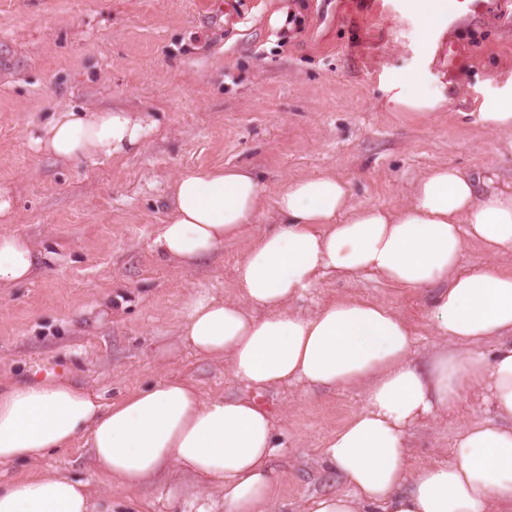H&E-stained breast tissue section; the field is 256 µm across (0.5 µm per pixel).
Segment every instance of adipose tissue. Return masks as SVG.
<instances>
[{"label": "adipose tissue", "mask_w": 512, "mask_h": 512, "mask_svg": "<svg viewBox=\"0 0 512 512\" xmlns=\"http://www.w3.org/2000/svg\"><path fill=\"white\" fill-rule=\"evenodd\" d=\"M387 92L392 112L426 117L444 104L415 77L392 79ZM155 128L123 109L71 107L55 112L34 144L64 160L116 157L141 151ZM350 197L349 182L333 174L288 181L270 200L245 168L180 171L153 245L182 269L244 234L266 201L280 218L237 264L236 299L188 298L180 345L225 361L234 379L259 392L294 383L363 391L365 406L322 450L345 488L313 496L305 512H512V273L464 262L471 242L512 253V193L479 192L472 177L439 165L397 212L355 207ZM40 257L26 237L1 233L0 284L28 281ZM366 273L429 293L443 347L427 364L413 356L410 324L384 304L338 298L310 315L291 307L323 276ZM474 390L487 392L495 420L462 428L448 463L409 471L410 428ZM81 437L94 472L119 488L178 473L165 493L191 512H277L281 442L255 399L207 398L183 378L110 404L71 381H0V466L43 459ZM0 512L93 505L85 482L56 470L0 484Z\"/></svg>", "instance_id": "adipose-tissue-1"}]
</instances>
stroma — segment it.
I'll return each mask as SVG.
<instances>
[{
  "label": "stroma",
  "instance_id": "1",
  "mask_svg": "<svg viewBox=\"0 0 512 512\" xmlns=\"http://www.w3.org/2000/svg\"><path fill=\"white\" fill-rule=\"evenodd\" d=\"M302 26L275 25L276 14ZM455 58L432 50L408 0H0V185L16 202L0 232L48 254L30 282L0 288V379L43 376L116 402L162 378H188L203 396H245L224 362L176 348L183 302L231 299L253 233L278 220L285 181L330 173L351 202L397 211L415 183L448 165L512 191V131L477 121L485 101L512 89V12L462 17L446 31ZM418 77L442 93L421 118L387 111L383 77ZM124 108L156 120L140 152L67 161L32 142L54 112ZM245 166L268 201L250 233L194 269L163 261L152 243L170 210L172 176L187 167ZM343 296L381 302L415 331L416 358L438 339L424 298L374 275L326 276L294 301L313 313ZM172 348L164 361L153 353ZM283 449L279 512L342 490L323 463L325 441L365 404L356 390L303 385L261 392ZM485 394H465L410 432L409 466L444 464L457 432L491 418ZM53 470L88 482L96 512H182L159 486L131 492L99 481L85 440L37 463L0 467V481Z\"/></svg>",
  "mask_w": 512,
  "mask_h": 512
}]
</instances>
